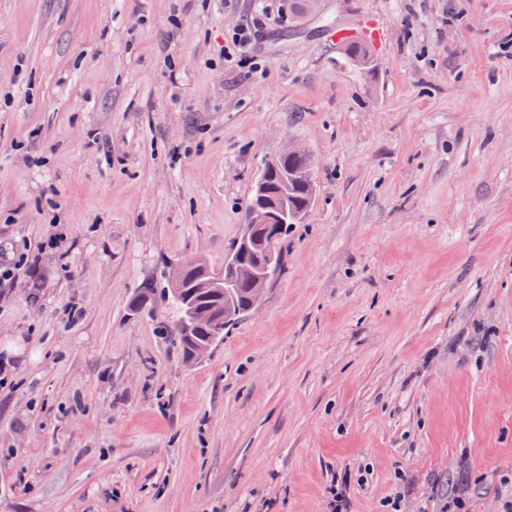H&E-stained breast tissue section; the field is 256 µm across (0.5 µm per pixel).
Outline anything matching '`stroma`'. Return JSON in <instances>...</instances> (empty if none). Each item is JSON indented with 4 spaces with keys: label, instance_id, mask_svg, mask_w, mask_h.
Returning <instances> with one entry per match:
<instances>
[{
    "label": "stroma",
    "instance_id": "obj_1",
    "mask_svg": "<svg viewBox=\"0 0 512 512\" xmlns=\"http://www.w3.org/2000/svg\"><path fill=\"white\" fill-rule=\"evenodd\" d=\"M372 16L367 72L332 42ZM257 24L265 65L224 63ZM305 148L313 209L198 363L143 288L224 268ZM0 512H498L512 472V0H0ZM77 303L74 325L59 313ZM256 29L249 23L239 24L224 35V63L238 67L248 77L262 69V64L252 52Z\"/></svg>",
    "mask_w": 512,
    "mask_h": 512
}]
</instances>
